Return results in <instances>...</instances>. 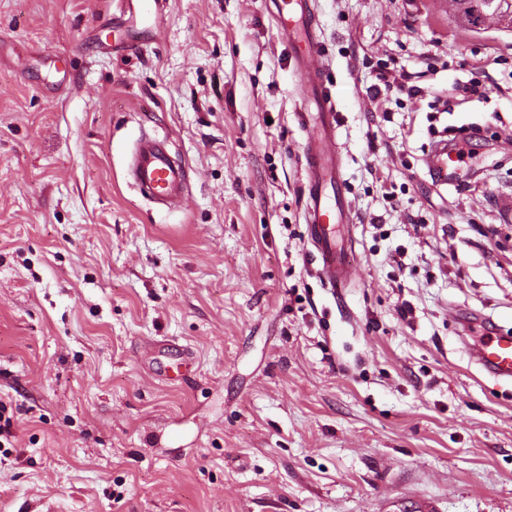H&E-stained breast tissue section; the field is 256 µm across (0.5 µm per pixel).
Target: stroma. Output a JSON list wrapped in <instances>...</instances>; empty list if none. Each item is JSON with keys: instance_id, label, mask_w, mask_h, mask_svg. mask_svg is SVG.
I'll use <instances>...</instances> for the list:
<instances>
[{"instance_id": "obj_1", "label": "stroma", "mask_w": 512, "mask_h": 512, "mask_svg": "<svg viewBox=\"0 0 512 512\" xmlns=\"http://www.w3.org/2000/svg\"><path fill=\"white\" fill-rule=\"evenodd\" d=\"M119 10L0 0V512H512V383L460 342L483 314L512 335V32L448 0H315L353 216L338 290L265 0H164L153 38L100 52ZM381 73L417 95L370 96ZM462 130L435 191L424 157ZM155 135L188 166L173 211L126 182ZM462 144L468 145L465 140ZM465 145L448 147V141H438L433 144L424 160L427 182L435 190H448L454 185L457 162L466 163L465 158H470L471 153ZM458 156V157H457Z\"/></svg>"}]
</instances>
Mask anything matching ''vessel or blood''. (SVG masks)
I'll return each mask as SVG.
<instances>
[{
	"label": "vessel or blood",
	"instance_id": "obj_1",
	"mask_svg": "<svg viewBox=\"0 0 512 512\" xmlns=\"http://www.w3.org/2000/svg\"><path fill=\"white\" fill-rule=\"evenodd\" d=\"M128 16L124 38L98 40L99 48L126 52L138 40L149 39L160 19L161 0H118ZM279 34L287 41L299 71L300 101L314 104V111L300 113L305 131L302 147L306 172V213L309 241L320 261V274L334 288L351 279L348 239L352 216L347 205L332 196L342 180V157L336 148V113L325 81L323 43L314 26L313 0H271L268 7ZM457 151L447 142L433 144L424 160L429 185L448 189L455 181ZM129 174L139 192L158 205L169 207L184 194L187 171L170 157L164 140L148 138L135 147ZM470 359L494 379L512 381V336L487 332L479 341L465 343Z\"/></svg>",
	"mask_w": 512,
	"mask_h": 512
}]
</instances>
